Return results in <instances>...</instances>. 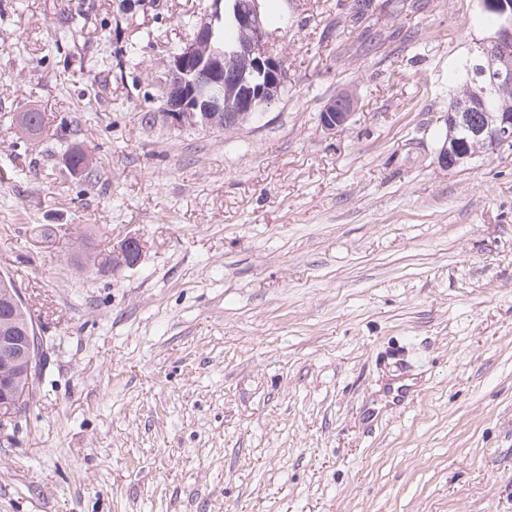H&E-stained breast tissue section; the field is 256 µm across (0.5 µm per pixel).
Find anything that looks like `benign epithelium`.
<instances>
[{"label":"benign epithelium","mask_w":512,"mask_h":512,"mask_svg":"<svg viewBox=\"0 0 512 512\" xmlns=\"http://www.w3.org/2000/svg\"><path fill=\"white\" fill-rule=\"evenodd\" d=\"M481 6L496 13L499 24L491 39L471 49L464 62L469 78L466 93L443 115L445 133L436 163L447 171L465 167L477 156L472 144L489 153L512 151V110L487 106L489 87L484 84L488 76L501 85H512V53L502 49L512 43V0H481ZM223 12L239 38L217 49L211 40ZM228 57L237 60L238 66H224ZM286 81L285 65L271 47L259 0H213L197 18L194 36L168 56L156 121L177 127L201 125L212 131L239 128L279 101ZM355 107L350 94L329 102L321 112V131L336 133L350 122ZM477 111L481 112L478 120L473 118ZM141 252L140 239L122 240L112 247V272L135 265ZM40 340L37 330L29 327L18 336L5 332L0 335V356L11 365L23 362L31 369ZM20 404L11 378L0 372V433L19 422L15 411Z\"/></svg>","instance_id":"7a95c632"}]
</instances>
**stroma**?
<instances>
[{"label": "stroma", "mask_w": 512, "mask_h": 512, "mask_svg": "<svg viewBox=\"0 0 512 512\" xmlns=\"http://www.w3.org/2000/svg\"><path fill=\"white\" fill-rule=\"evenodd\" d=\"M276 2L288 90L216 132L142 121L199 0H0V273L47 345L0 512H512V152L434 161L493 28L479 0ZM131 236L134 266L87 260ZM356 100L351 94H342L329 102L321 112L320 129L324 134L332 135L352 119Z\"/></svg>", "instance_id": "obj_1"}]
</instances>
